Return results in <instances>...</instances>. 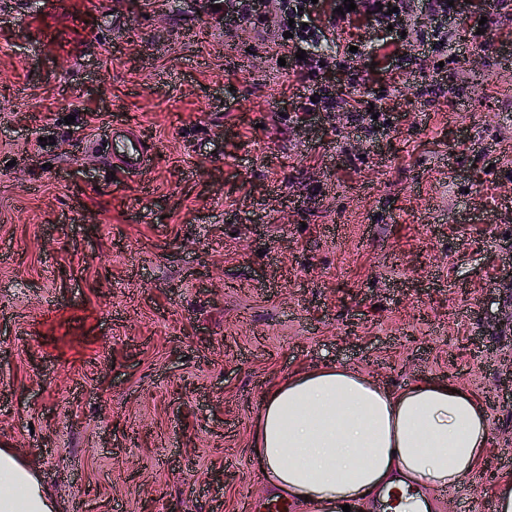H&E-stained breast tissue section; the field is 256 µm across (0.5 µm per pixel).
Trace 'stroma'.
<instances>
[{"mask_svg": "<svg viewBox=\"0 0 512 512\" xmlns=\"http://www.w3.org/2000/svg\"><path fill=\"white\" fill-rule=\"evenodd\" d=\"M320 46L317 106L274 34L207 0H0V448L58 512H246L261 402L327 365L485 406L512 478V15L455 0ZM374 40L379 51L344 54ZM403 96L393 97V85ZM151 137L136 175L96 142Z\"/></svg>", "mask_w": 512, "mask_h": 512, "instance_id": "35a3bbf8", "label": "stroma"}]
</instances>
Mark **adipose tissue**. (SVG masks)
Segmentation results:
<instances>
[{
    "instance_id": "ef3b65f1",
    "label": "adipose tissue",
    "mask_w": 512,
    "mask_h": 512,
    "mask_svg": "<svg viewBox=\"0 0 512 512\" xmlns=\"http://www.w3.org/2000/svg\"><path fill=\"white\" fill-rule=\"evenodd\" d=\"M489 438L483 407L425 380L390 393L348 369L292 375L264 397L256 433L262 480L301 512L383 499L431 512L429 491L473 473ZM0 512H56L34 470L0 450Z\"/></svg>"
}]
</instances>
